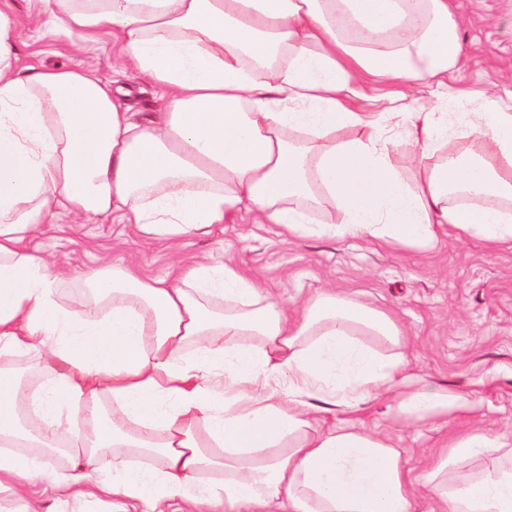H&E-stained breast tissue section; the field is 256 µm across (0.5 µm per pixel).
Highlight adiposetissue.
<instances>
[{
  "instance_id": "ef3b65f1",
  "label": "adipose tissue",
  "mask_w": 512,
  "mask_h": 512,
  "mask_svg": "<svg viewBox=\"0 0 512 512\" xmlns=\"http://www.w3.org/2000/svg\"><path fill=\"white\" fill-rule=\"evenodd\" d=\"M35 2L51 30L108 29L165 109L138 121L80 68L20 74L16 21L0 8V356L54 370L30 397L35 434L0 369V492L37 479L82 500L108 450L98 488L111 512H412L402 449L352 413L380 395L406 422L473 404L411 370L390 313L332 288L292 311L254 275L205 262L170 280L118 264L84 273L107 312L77 313L57 300L64 273L25 242L59 213L175 240L241 210L301 237L512 241V103L470 111L449 0ZM377 78L401 88L371 93ZM406 84L430 104L411 109ZM386 111L420 150L415 179L393 160ZM451 137L464 149L428 165ZM327 202L340 223L313 222ZM335 411L342 420L321 426ZM60 440L73 450L61 470L44 453ZM479 458L480 472L445 481ZM425 481L441 512H512V435L450 441Z\"/></svg>"
}]
</instances>
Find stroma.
I'll return each instance as SVG.
<instances>
[{"instance_id": "stroma-1", "label": "stroma", "mask_w": 512, "mask_h": 512, "mask_svg": "<svg viewBox=\"0 0 512 512\" xmlns=\"http://www.w3.org/2000/svg\"><path fill=\"white\" fill-rule=\"evenodd\" d=\"M17 21L13 36L18 70L82 67L121 89L122 103L139 120L162 108L157 86L122 65L107 32L96 42L50 35L29 0H7ZM466 46L462 84L512 99V0H452ZM30 248L63 268L59 300L84 311L91 302L83 273L120 262L149 278L171 277L178 261L232 263L258 277L274 295L295 304L317 288L390 311L404 326L411 368L433 386L445 385L475 403L446 421H391L378 399L355 413L366 428L390 435L405 451L407 468L422 473L448 442L475 429L512 431V246L441 236L436 247L385 245L373 240L292 237L248 215L212 233L176 241L141 237L124 224L60 216L43 225Z\"/></svg>"}]
</instances>
